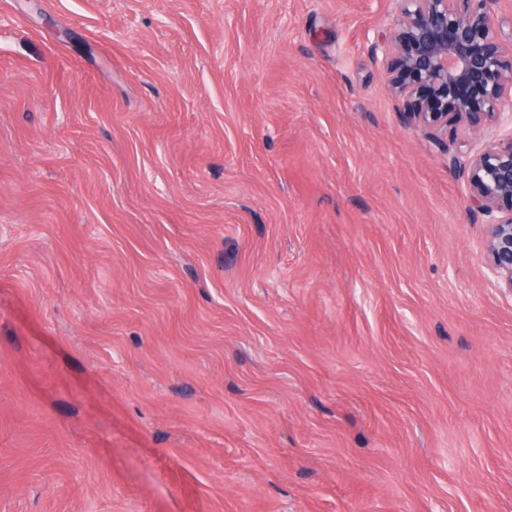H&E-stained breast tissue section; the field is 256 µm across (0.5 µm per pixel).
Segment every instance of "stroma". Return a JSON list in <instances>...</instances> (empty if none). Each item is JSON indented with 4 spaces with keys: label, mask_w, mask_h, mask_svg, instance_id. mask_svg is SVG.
<instances>
[{
    "label": "stroma",
    "mask_w": 512,
    "mask_h": 512,
    "mask_svg": "<svg viewBox=\"0 0 512 512\" xmlns=\"http://www.w3.org/2000/svg\"><path fill=\"white\" fill-rule=\"evenodd\" d=\"M392 0H0V512H512V294Z\"/></svg>",
    "instance_id": "stroma-1"
}]
</instances>
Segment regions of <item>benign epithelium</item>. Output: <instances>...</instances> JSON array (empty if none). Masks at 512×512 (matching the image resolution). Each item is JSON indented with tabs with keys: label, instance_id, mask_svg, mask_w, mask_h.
Returning <instances> with one entry per match:
<instances>
[{
	"label": "benign epithelium",
	"instance_id": "obj_1",
	"mask_svg": "<svg viewBox=\"0 0 512 512\" xmlns=\"http://www.w3.org/2000/svg\"><path fill=\"white\" fill-rule=\"evenodd\" d=\"M500 0H395L388 37L374 44L404 124L436 137L464 131L463 146L512 124V47L503 44ZM470 210L488 224L490 274L512 294V133L459 167Z\"/></svg>",
	"mask_w": 512,
	"mask_h": 512
}]
</instances>
